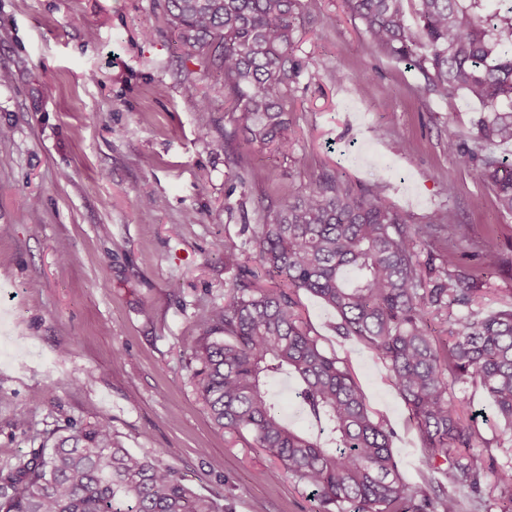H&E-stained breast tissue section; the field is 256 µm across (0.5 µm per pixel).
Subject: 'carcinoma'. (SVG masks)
Masks as SVG:
<instances>
[{
  "instance_id": "obj_1",
  "label": "carcinoma",
  "mask_w": 512,
  "mask_h": 512,
  "mask_svg": "<svg viewBox=\"0 0 512 512\" xmlns=\"http://www.w3.org/2000/svg\"><path fill=\"white\" fill-rule=\"evenodd\" d=\"M370 41L416 70L419 90L440 100L478 102L472 146L448 130L444 146L472 168L512 216V159L492 147L512 144V0H415L409 24L403 0H344ZM300 0H163L182 46L212 57L235 126L248 144L279 155L292 147L284 111L288 86L302 70L294 57ZM447 216L410 224L370 193L338 175H322L305 193L290 191L268 210L254 238L256 258L273 288H257L239 267L224 300L198 320L193 383L215 426L252 436L253 447L310 488L318 512H512V468L487 473L494 458L479 448L477 421L456 412L451 384L466 380L492 398L512 430V307L473 309L481 280L455 253L421 261L444 236ZM481 267L503 264L491 239L479 245ZM322 299L340 317L338 331L366 344L385 364L408 420L432 452L434 473L404 480L391 432L340 358L327 354L297 312L299 291ZM446 315L447 335L428 328ZM292 380L301 412L319 435L296 429L268 386ZM158 448L132 452L106 417L68 426L0 469V512H224L220 499L196 494Z\"/></svg>"
}]
</instances>
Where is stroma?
Returning a JSON list of instances; mask_svg holds the SVG:
<instances>
[{"instance_id": "35a3bbf8", "label": "stroma", "mask_w": 512, "mask_h": 512, "mask_svg": "<svg viewBox=\"0 0 512 512\" xmlns=\"http://www.w3.org/2000/svg\"><path fill=\"white\" fill-rule=\"evenodd\" d=\"M301 2L294 55L321 78L300 74L288 90L283 157L246 146L213 66L188 54L159 0H0V468L67 423L104 416L124 447L163 449L224 512H315L309 488L272 482L274 459L214 425L190 358L198 317L254 259L264 205L324 173H345L411 224L445 212L471 269L493 236L507 264L486 275L481 306H512V217L444 147L450 129L471 145L473 104L418 92L416 72L374 47L343 0ZM151 199L161 208L146 209ZM229 237L242 246L232 259ZM298 301L392 430L402 477L420 481L428 454L386 367L339 335L319 298ZM453 393L462 419L485 416L488 448L512 468L486 393L463 381Z\"/></svg>"}]
</instances>
